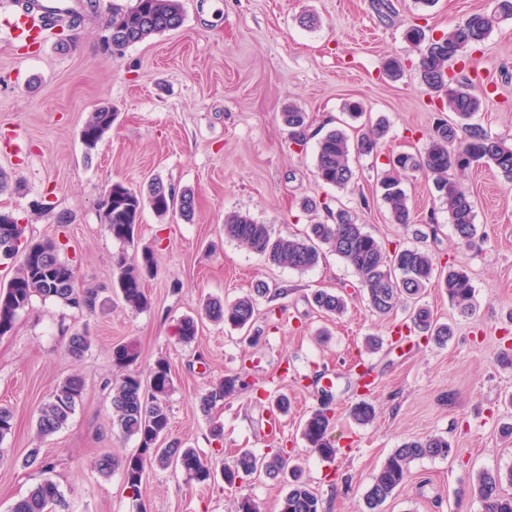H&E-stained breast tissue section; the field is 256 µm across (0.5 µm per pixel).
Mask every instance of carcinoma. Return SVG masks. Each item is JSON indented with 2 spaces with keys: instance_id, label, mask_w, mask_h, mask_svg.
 Here are the masks:
<instances>
[{
  "instance_id": "cac0c4a2",
  "label": "carcinoma",
  "mask_w": 512,
  "mask_h": 512,
  "mask_svg": "<svg viewBox=\"0 0 512 512\" xmlns=\"http://www.w3.org/2000/svg\"><path fill=\"white\" fill-rule=\"evenodd\" d=\"M512 16V0H494L492 14L474 13L440 37H428L419 26L409 28L405 39L420 48V79L432 91L444 94L449 109L457 121H439L431 128L427 144L417 154H399L389 162L391 171L380 177L390 221L394 224L410 223L408 197L401 187L400 173L421 171L431 177L437 199L448 212V223L457 239L471 244L478 235L475 224L474 203L471 193L463 186L461 177L475 166L494 168L509 185L512 184V143L490 135L481 124L473 122L481 108L466 79L448 74L453 55L485 42L492 32L496 16ZM184 22L182 0H136L133 7L115 11L105 20L113 38L126 48L166 31L175 30ZM283 121L300 135L296 144L306 142L303 134L307 126L305 113L290 107L282 113ZM116 113L103 107L92 113L82 131L81 142L86 156L96 150L104 135L112 128ZM464 135H458V130ZM384 120L378 119L368 126V131L351 146L344 130L338 127L325 131L317 141L316 177L325 185L346 189L354 183L351 152L370 155L387 134ZM150 207L159 217L178 214L187 220L194 214L193 193L175 190L162 179H154L147 192L142 193L120 182L112 184L111 199L102 218L112 238L128 242L133 239L136 224L144 207ZM330 223L309 225L301 238L273 235L271 225L259 224L240 212L224 215V235L236 240L248 250L262 256L277 267L298 271L317 265L321 248L326 246L342 257L355 271L367 296L370 307L378 314L390 313L399 302L416 299L432 279H437L448 294L459 314H473L474 288L471 278L463 269L448 268L442 272L435 267V255L419 248L386 249L346 209L332 210L324 205ZM25 227L12 216L0 214V257L7 259L21 256L14 276L0 286V336L10 332L19 313L29 307L34 297L50 299L69 308L93 312L99 304L98 290L77 287L74 266L59 257L61 243L54 240L22 241ZM118 276L115 284L117 295L130 309L140 312L150 307L144 282L154 276L157 260L150 250L142 251L139 258L130 262L124 254L115 259ZM270 294L264 284L256 285L253 293L232 302L210 301L204 315L214 323H224L235 329L250 326L256 300ZM319 311L340 315L346 309V300L337 292L321 289L312 296ZM413 326L422 336L439 345L452 336V327L434 321L425 307L416 310ZM198 322L185 317L177 328L179 339L185 343L194 340ZM90 347V338L83 332L69 337L67 351L80 359ZM138 358L134 344H118L112 350V362L122 371L112 387V426L124 437L138 441L137 452L121 461L103 454L96 461L97 471L105 476L116 468L122 469L124 482L132 496H140V487L146 471L158 466L180 468L188 480L196 483L210 481L221 475L230 488L237 481L259 473L272 479L288 481V491L280 502L279 512H322V503L307 482L302 470L288 466L289 455L284 448H273L271 454L258 457L248 450L239 452L221 468L213 467L201 459L195 449L179 441L161 445L170 428L168 398L174 387L168 360H156L149 370L148 385H143L141 374L130 369ZM256 382L250 369L239 371L211 385L199 397V410L207 415L246 391L255 390ZM85 388L84 379L73 374L60 382L38 411L37 432L48 437L64 428ZM326 401L314 410L303 424L302 436L309 447L324 459L336 455L330 430L332 416L327 398L331 391L323 390ZM352 416L360 424H368L375 417L373 405L365 400L356 403ZM454 453L449 440L442 435H430L403 443L390 453L379 470L372 476L363 494L361 512H379L380 506L393 491L402 485L410 474V464L419 458L445 459ZM512 467L506 470L482 471L473 484L474 495L479 499L483 512H512ZM64 506L61 492L55 482L46 479L29 493L17 499L10 512H52Z\"/></svg>"
}]
</instances>
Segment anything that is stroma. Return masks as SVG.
<instances>
[{
	"label": "stroma",
	"mask_w": 512,
	"mask_h": 512,
	"mask_svg": "<svg viewBox=\"0 0 512 512\" xmlns=\"http://www.w3.org/2000/svg\"><path fill=\"white\" fill-rule=\"evenodd\" d=\"M378 0H182L185 19L176 30L153 36L114 57L101 48L102 18L134 0H100L99 16L72 33L68 48L55 37L26 50L0 31V170L20 181L17 193L0 194V212L12 214L34 240L58 239L60 256L77 268L82 286L99 289L105 304L81 312L34 299L14 328L0 336V406L14 414L12 433L0 442V512L43 478L55 481L67 512H230L235 496L251 495L261 512H279L283 483L259 477L239 489L222 481L200 485L175 468L147 470L140 498H133L121 471L101 476L94 467L104 453H135V438L112 428L111 389L117 377L113 345L132 342L134 370L148 374L158 358L171 364L175 389L169 398L170 438L213 460L218 447L236 454L288 449L322 502L323 512H359L362 494L385 458L403 442L439 434L455 449L445 459L424 457L381 512H481L470 494L479 472L512 467V187L493 169L479 167L465 179L481 234L458 243L430 178L407 173L403 187L413 222L390 223L378 180L389 155L423 149L440 118L450 117L437 95L418 78V51L404 38L414 24L428 33L448 31L492 0H390L381 16ZM318 18L300 24L302 14ZM399 58L404 74L387 78L385 60ZM456 71L469 77L482 107L475 119L494 137L512 142V17L496 18L489 38L468 51ZM361 102L371 118H386L389 131L377 154L352 158L356 183L328 187L315 176V133L341 127L349 139L360 122L344 112ZM296 106L309 116L305 146L291 143L281 114ZM111 107L117 118L92 158H85L81 129L92 112ZM162 178L195 196L192 220L161 218L144 210L132 242L112 238L98 202L112 183L146 190ZM353 212L365 231L386 248H419L439 263L467 270L475 311L458 315L438 283L421 302L440 323L452 324L446 345L403 332L409 310L380 316L358 295L352 268L323 250L305 272L270 266L260 255L225 238L224 216L240 212L271 225L274 235H301L326 221L306 212L304 198ZM67 223H60V216ZM436 237H429V230ZM154 250L158 272L145 291L149 309L134 312L112 294L118 254ZM275 298L257 302L251 345L239 331L203 321L192 342L179 341L182 317L198 316L210 298L234 300L257 282ZM348 292L347 311L329 317L311 303L315 291ZM92 338L81 359L66 344L74 331ZM382 340L365 348L368 336ZM373 370L366 393L355 387V359ZM251 369L259 388L287 396L284 428L271 433L269 400L245 392L203 414L198 396L240 367ZM85 391L68 424L38 438L36 418L54 387L72 374ZM331 386L333 459L308 448L302 424ZM376 418L362 425L350 414L359 400ZM224 426L223 442L211 436ZM39 449L50 472L25 466Z\"/></svg>",
	"instance_id": "stroma-1"
}]
</instances>
